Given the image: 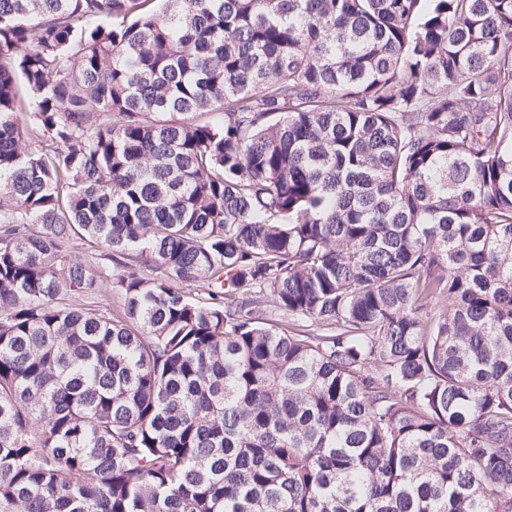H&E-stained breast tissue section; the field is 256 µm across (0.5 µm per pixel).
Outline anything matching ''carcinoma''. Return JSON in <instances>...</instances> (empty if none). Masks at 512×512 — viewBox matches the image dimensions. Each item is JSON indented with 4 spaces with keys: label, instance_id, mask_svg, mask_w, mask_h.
I'll return each instance as SVG.
<instances>
[{
    "label": "carcinoma",
    "instance_id": "cac0c4a2",
    "mask_svg": "<svg viewBox=\"0 0 512 512\" xmlns=\"http://www.w3.org/2000/svg\"><path fill=\"white\" fill-rule=\"evenodd\" d=\"M154 2L0 0V512H512V0ZM70 251L72 255L79 257L82 261L93 270L98 271L102 268H106L114 273L117 272L115 261L112 262L109 255H107V251L104 249H88L87 245H84V242L81 239L74 238L70 243Z\"/></svg>",
    "mask_w": 512,
    "mask_h": 512
}]
</instances>
